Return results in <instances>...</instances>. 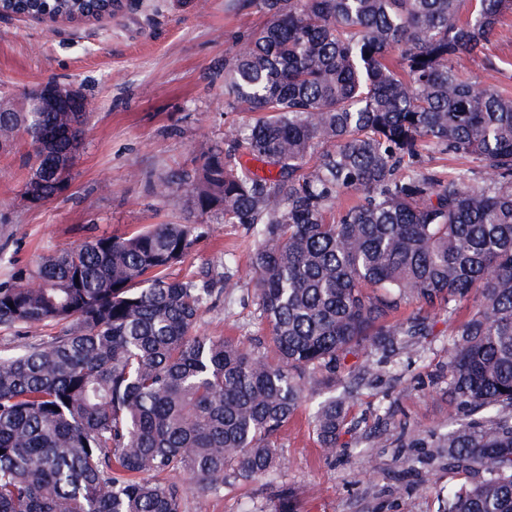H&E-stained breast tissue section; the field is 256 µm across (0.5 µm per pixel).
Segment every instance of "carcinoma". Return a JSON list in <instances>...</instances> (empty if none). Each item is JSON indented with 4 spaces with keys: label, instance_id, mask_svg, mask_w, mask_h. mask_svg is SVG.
I'll return each instance as SVG.
<instances>
[{
    "label": "carcinoma",
    "instance_id": "1",
    "mask_svg": "<svg viewBox=\"0 0 512 512\" xmlns=\"http://www.w3.org/2000/svg\"><path fill=\"white\" fill-rule=\"evenodd\" d=\"M266 17L224 59V111L251 120L182 174L196 210L258 237L252 265L270 345L196 333L217 281L176 278L193 224H157L53 251L0 281V331L24 342L0 354V512H183V471L202 496L262 480L277 437L308 392L336 382L362 350L396 355L426 336L417 312L453 316L448 389L485 415L432 448L474 473L440 512H512V95L462 77L485 54L512 0H251ZM111 0H0L3 16L69 22ZM90 112H0V142L31 147L39 200L64 195L53 161ZM461 161L422 166V153ZM260 162L264 175L248 162ZM357 201L334 213L344 194ZM13 306H8V303ZM49 340H29L45 330ZM353 390L311 420L325 452L348 430ZM276 512H296L288 487Z\"/></svg>",
    "mask_w": 512,
    "mask_h": 512
}]
</instances>
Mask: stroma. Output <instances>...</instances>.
Here are the masks:
<instances>
[{
    "instance_id": "35a3bbf8",
    "label": "stroma",
    "mask_w": 512,
    "mask_h": 512,
    "mask_svg": "<svg viewBox=\"0 0 512 512\" xmlns=\"http://www.w3.org/2000/svg\"><path fill=\"white\" fill-rule=\"evenodd\" d=\"M119 15L61 24L0 18V99L19 100L40 83L73 82L96 102L71 171L69 191L40 207L22 196L29 173L27 143L0 152V249L28 264L95 236L126 237L156 224H196L200 235L170 276L220 277L232 270V297H216L197 333L245 342L269 341L254 301L251 258L256 241L239 224L199 215L176 171L195 172L207 149L224 144L246 123V112L224 109V58L265 22L247 0H123ZM430 329L416 354L374 365L350 405L352 421H390L407 438L447 433L465 422L442 377L453 329L447 315L426 312ZM303 405L282 428L281 465L272 484L286 483L298 512H437L439 495L466 482L442 462L426 464L427 484L409 468L414 451L391 445L367 427L342 436L325 454ZM185 512H259L269 495L255 482L225 485L218 496L190 492Z\"/></svg>"
}]
</instances>
